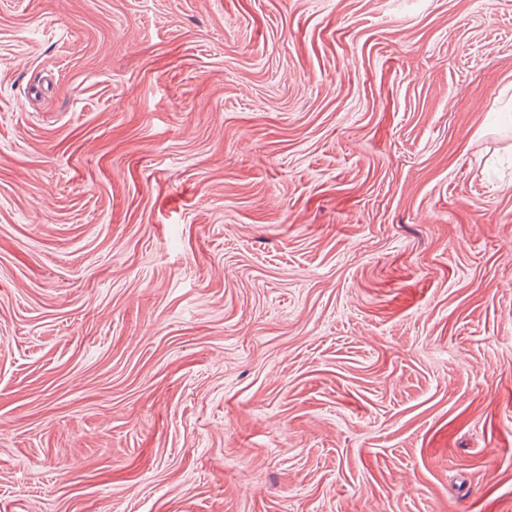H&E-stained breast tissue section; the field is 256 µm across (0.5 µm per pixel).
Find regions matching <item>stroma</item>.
<instances>
[{
	"mask_svg": "<svg viewBox=\"0 0 512 512\" xmlns=\"http://www.w3.org/2000/svg\"><path fill=\"white\" fill-rule=\"evenodd\" d=\"M0 512H512V0H0Z\"/></svg>",
	"mask_w": 512,
	"mask_h": 512,
	"instance_id": "35a3bbf8",
	"label": "stroma"
}]
</instances>
